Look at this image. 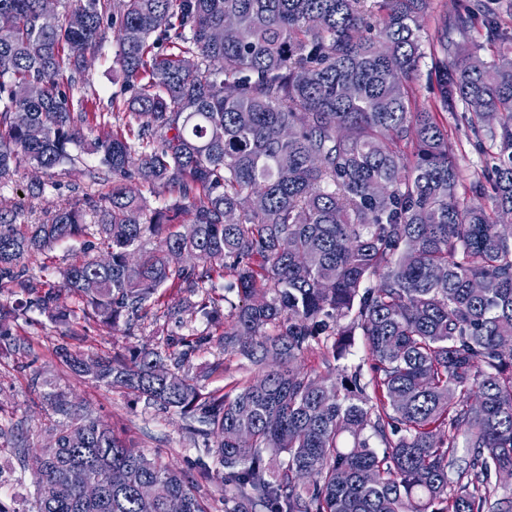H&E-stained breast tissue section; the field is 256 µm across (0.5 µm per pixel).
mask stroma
<instances>
[{
	"instance_id": "obj_1",
	"label": "stroma",
	"mask_w": 512,
	"mask_h": 512,
	"mask_svg": "<svg viewBox=\"0 0 512 512\" xmlns=\"http://www.w3.org/2000/svg\"><path fill=\"white\" fill-rule=\"evenodd\" d=\"M491 20L500 28L496 41L486 38ZM419 35L425 56L412 86L418 106L429 108L434 100L432 48L443 37L452 49L471 43L482 60L494 62L500 52L512 48V0H430ZM116 50L115 39H108L101 55L92 60L84 81L70 91L73 98L93 100L102 114L98 123L81 128L82 141L103 137L130 120L128 113L113 111L110 105L112 98L130 96L114 63ZM440 119L454 144L464 183L484 182L496 162V148L488 132L473 131L460 111L441 114ZM97 166L96 156L84 153L65 171L22 168L13 183L0 188V206L16 209L19 223L38 224L62 206L102 201L112 184L92 177L91 171ZM37 182L43 183L44 190L34 196L29 188ZM104 256L91 227L85 234L56 245L50 257L27 258L32 292L0 288V306L16 311L8 321L9 335L0 338V504L8 512H34L36 483L31 472L17 463L13 443L16 437H26L34 452L46 445L66 423L51 403L52 396L61 395L147 456L181 471L202 497L207 512H224L220 490L223 470L207 453L202 437L188 432V418L147 404L123 389L106 388L75 376L56 350L64 346L90 357L128 359L146 346L175 353L183 339L203 336L206 344L192 355L184 370L207 390L224 391L234 380L258 371L251 362L225 354L217 341L219 328L201 313L205 307L223 308L225 280L214 277L208 287L193 292L167 290L146 313L109 327L95 315L85 297L63 287V272L75 259L100 260ZM51 287L59 291L69 312L66 323L54 322L34 303L36 296Z\"/></svg>"
}]
</instances>
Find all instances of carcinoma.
Returning a JSON list of instances; mask_svg holds the SVG:
<instances>
[{
	"label": "carcinoma",
	"mask_w": 512,
	"mask_h": 512,
	"mask_svg": "<svg viewBox=\"0 0 512 512\" xmlns=\"http://www.w3.org/2000/svg\"><path fill=\"white\" fill-rule=\"evenodd\" d=\"M115 63L134 90L112 109L134 123L87 145L112 176L93 206L104 262L77 259L67 288L103 323L139 315L158 292L224 285V353L261 366L228 391L206 393L181 373L209 340L166 355H65L72 371L177 409L224 468L227 512H512L500 493L512 470V57L470 49L433 56V108L410 81L424 57L419 18L429 0H119ZM0 0V184L25 165H72L80 126L101 116L67 89L106 40L102 0ZM235 38L212 32L224 18ZM41 94L32 97L30 85ZM464 106L473 128L489 117L497 163L494 210L468 204L442 112ZM165 136L157 147L153 135ZM131 174L178 196L152 209L124 186ZM251 195L259 209L242 206ZM191 223L179 231L183 214ZM0 210V280L33 289L19 267L81 231L79 206L44 224ZM159 249L129 262L146 233ZM188 263L173 267L169 254ZM206 265L197 272L198 263ZM36 304L67 318L49 289ZM362 336L372 364L313 377ZM52 437L53 456L14 443L24 469L44 475L35 512H206L185 476L81 416ZM244 426L248 440L233 430ZM285 456L271 468L264 452ZM81 466L104 486L94 502L68 479ZM156 485L143 500L128 470Z\"/></svg>",
	"instance_id": "cac0c4a2"
}]
</instances>
